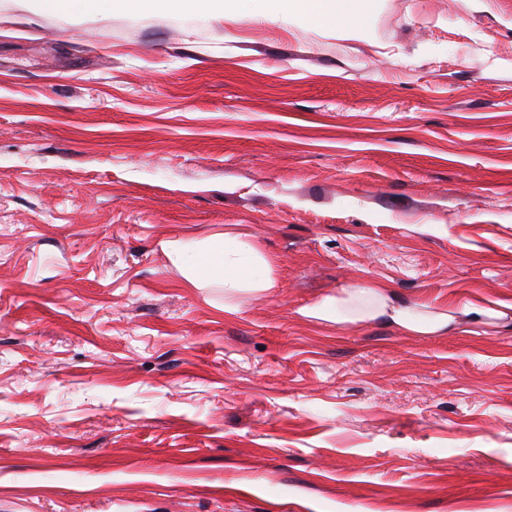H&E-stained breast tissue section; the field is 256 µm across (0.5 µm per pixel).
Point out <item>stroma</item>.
I'll list each match as a JSON object with an SVG mask.
<instances>
[{"mask_svg": "<svg viewBox=\"0 0 512 512\" xmlns=\"http://www.w3.org/2000/svg\"><path fill=\"white\" fill-rule=\"evenodd\" d=\"M367 23L0 0V512H512V331L298 313L512 304V0ZM228 228L231 312L163 248ZM42 13L72 16H101L112 14L116 5L133 8L138 0H37ZM241 236L229 230L205 240L172 241L165 249L192 286L207 278L221 282L225 293H265L276 288L274 259L260 242L245 243ZM490 306L481 299H464L447 308L430 309L417 301H406L390 288L368 280L350 281L336 293L298 310L301 317L336 324L357 326L381 321L406 336H443L474 333L475 328L496 326L512 329V304Z\"/></svg>", "mask_w": 512, "mask_h": 512, "instance_id": "stroma-1", "label": "stroma"}]
</instances>
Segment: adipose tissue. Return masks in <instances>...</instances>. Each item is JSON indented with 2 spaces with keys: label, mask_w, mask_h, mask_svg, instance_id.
Returning <instances> with one entry per match:
<instances>
[{
  "label": "adipose tissue",
  "mask_w": 512,
  "mask_h": 512,
  "mask_svg": "<svg viewBox=\"0 0 512 512\" xmlns=\"http://www.w3.org/2000/svg\"><path fill=\"white\" fill-rule=\"evenodd\" d=\"M138 0H38L44 13L72 16L111 15L114 6L135 7ZM239 13L261 17L299 5L309 21L331 24L343 33L362 32L375 0H228ZM166 252L190 285L207 278L222 283L225 292L265 293L275 288L273 259L261 243L242 242L241 236L226 231L205 240L167 243ZM301 317L339 327L381 321L406 336H443L471 333L475 328L512 326V304L490 306L481 299H465L445 308L432 309L417 301H406L391 289L368 280L348 282L336 293L305 305Z\"/></svg>",
  "instance_id": "obj_1"
}]
</instances>
